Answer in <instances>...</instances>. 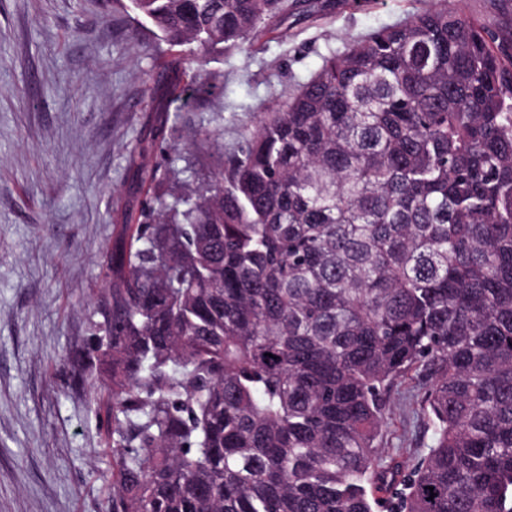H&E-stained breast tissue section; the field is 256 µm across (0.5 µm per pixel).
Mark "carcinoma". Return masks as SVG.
<instances>
[{
	"label": "carcinoma",
	"instance_id": "cac0c4a2",
	"mask_svg": "<svg viewBox=\"0 0 512 512\" xmlns=\"http://www.w3.org/2000/svg\"><path fill=\"white\" fill-rule=\"evenodd\" d=\"M132 5L198 66L288 10ZM494 40L461 0L375 30L204 186L120 225L82 374L105 512H512V34ZM190 70L171 95L197 92ZM419 368L434 440L397 462L376 445L385 395Z\"/></svg>",
	"mask_w": 512,
	"mask_h": 512
}]
</instances>
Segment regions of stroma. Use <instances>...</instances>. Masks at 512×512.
Here are the masks:
<instances>
[{"label":"stroma","instance_id":"35a3bbf8","mask_svg":"<svg viewBox=\"0 0 512 512\" xmlns=\"http://www.w3.org/2000/svg\"><path fill=\"white\" fill-rule=\"evenodd\" d=\"M322 2L277 18L251 52L208 53L196 72L224 92L184 107L160 82L183 54L131 0H0V512L103 510L112 459L77 369L93 355L100 256L145 198L131 149L166 171L154 194L201 186L325 55L432 5ZM160 110L180 150L155 147ZM214 127L217 140L199 137ZM424 392L413 372L394 384L383 455L427 452Z\"/></svg>","mask_w":512,"mask_h":512}]
</instances>
